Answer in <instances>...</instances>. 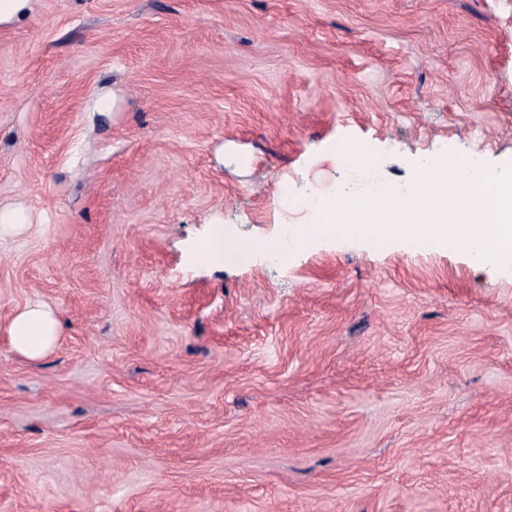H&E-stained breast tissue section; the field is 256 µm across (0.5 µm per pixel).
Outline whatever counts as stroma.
I'll use <instances>...</instances> for the list:
<instances>
[{"label":"stroma","mask_w":512,"mask_h":512,"mask_svg":"<svg viewBox=\"0 0 512 512\" xmlns=\"http://www.w3.org/2000/svg\"><path fill=\"white\" fill-rule=\"evenodd\" d=\"M359 141L512 160V0H34L0 28V512H512V270L323 239ZM256 244L195 261L213 224ZM59 338L11 345L28 304ZM12 346L23 356L42 358L58 337V320L42 305H31L18 312L9 326Z\"/></svg>","instance_id":"35a3bbf8"}]
</instances>
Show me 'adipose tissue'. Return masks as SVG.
Listing matches in <instances>:
<instances>
[{"instance_id":"1","label":"adipose tissue","mask_w":512,"mask_h":512,"mask_svg":"<svg viewBox=\"0 0 512 512\" xmlns=\"http://www.w3.org/2000/svg\"><path fill=\"white\" fill-rule=\"evenodd\" d=\"M253 254L249 243L225 233L223 225H215L211 234L197 252L203 263H247ZM11 343L23 356L42 358L58 337V320L53 312L41 305H31L18 312L9 326Z\"/></svg>"}]
</instances>
